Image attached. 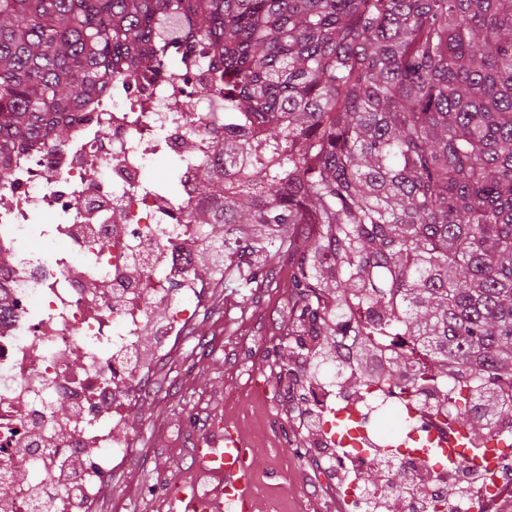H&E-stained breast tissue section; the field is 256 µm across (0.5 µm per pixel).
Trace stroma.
<instances>
[{
	"instance_id": "stroma-1",
	"label": "stroma",
	"mask_w": 512,
	"mask_h": 512,
	"mask_svg": "<svg viewBox=\"0 0 512 512\" xmlns=\"http://www.w3.org/2000/svg\"><path fill=\"white\" fill-rule=\"evenodd\" d=\"M270 267L272 284L256 291L220 280L206 284L195 319L144 379L146 401L118 428V435L134 436L136 447L112 472L111 493L91 512H168L165 488L177 481L218 494V480L193 460L217 419L253 442L258 512H344L300 422L305 382L285 370L302 362L288 351L292 262L276 256Z\"/></svg>"
}]
</instances>
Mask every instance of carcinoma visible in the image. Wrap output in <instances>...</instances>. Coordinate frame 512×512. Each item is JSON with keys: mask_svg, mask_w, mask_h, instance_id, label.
Returning a JSON list of instances; mask_svg holds the SVG:
<instances>
[{"mask_svg": "<svg viewBox=\"0 0 512 512\" xmlns=\"http://www.w3.org/2000/svg\"><path fill=\"white\" fill-rule=\"evenodd\" d=\"M183 48L219 55L224 91L192 274L260 288L298 256L310 378L347 365V396L440 403L470 448L512 435V0H0L3 197L20 150ZM386 465L361 476L369 512L407 485Z\"/></svg>", "mask_w": 512, "mask_h": 512, "instance_id": "cac0c4a2", "label": "carcinoma"}]
</instances>
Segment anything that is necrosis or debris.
<instances>
[{
    "mask_svg": "<svg viewBox=\"0 0 512 512\" xmlns=\"http://www.w3.org/2000/svg\"><path fill=\"white\" fill-rule=\"evenodd\" d=\"M223 138L224 94L200 60L186 71L147 66L125 100L105 93L77 113L71 140L19 155L0 203V253L10 258L0 270L9 305L0 317V512H84L83 500L107 490L114 460L133 449L112 420L145 395L134 382L141 336L152 329L171 343L192 317L186 297L197 282L179 256L197 231L185 212L200 202L197 168L216 158ZM152 139L158 152L142 150ZM157 153L178 164L176 193L147 177ZM37 239L64 248L43 251ZM154 302L167 309L157 324ZM315 386L318 444L333 471L346 474L342 492L357 510L365 497L356 475L380 445L376 409L402 415L404 440L424 445L445 432L436 416L410 413L407 394L385 389L370 403L347 399L342 410L357 424V441L340 446L329 422L340 410L335 381ZM510 496L506 446L476 499L457 509L495 512Z\"/></svg>",
    "mask_w": 512,
    "mask_h": 512,
    "instance_id": "necrosis-or-debris-1",
    "label": "necrosis or debris"
}]
</instances>
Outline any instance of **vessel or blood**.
Segmentation results:
<instances>
[{"mask_svg":"<svg viewBox=\"0 0 512 512\" xmlns=\"http://www.w3.org/2000/svg\"><path fill=\"white\" fill-rule=\"evenodd\" d=\"M197 469L218 478L220 493H199L191 482H178L169 488L170 512H256L253 489L254 453L240 430L225 425L218 443L202 439L194 452Z\"/></svg>","mask_w":512,"mask_h":512,"instance_id":"1","label":"vessel or blood"}]
</instances>
